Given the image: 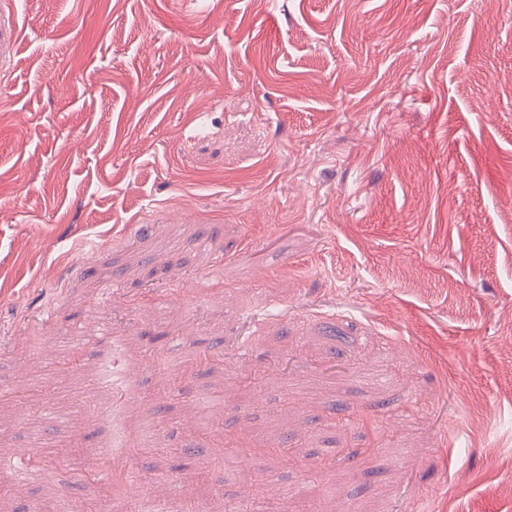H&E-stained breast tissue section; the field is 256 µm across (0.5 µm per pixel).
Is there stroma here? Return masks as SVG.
Listing matches in <instances>:
<instances>
[{"label":"stroma","mask_w":512,"mask_h":512,"mask_svg":"<svg viewBox=\"0 0 512 512\" xmlns=\"http://www.w3.org/2000/svg\"><path fill=\"white\" fill-rule=\"evenodd\" d=\"M0 85V512H512V0H0Z\"/></svg>","instance_id":"1"}]
</instances>
